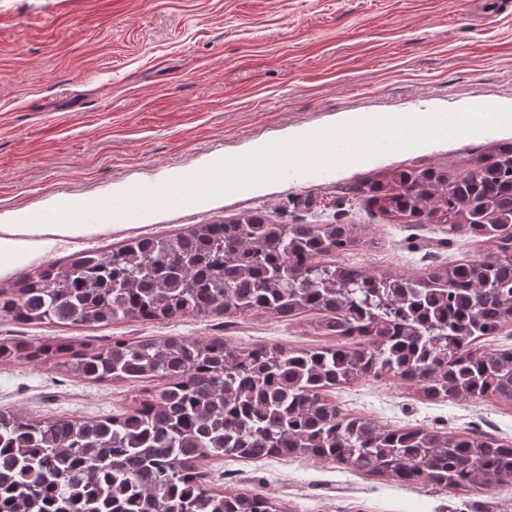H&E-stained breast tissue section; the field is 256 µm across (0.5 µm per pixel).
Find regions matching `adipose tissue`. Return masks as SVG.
<instances>
[{"instance_id": "obj_1", "label": "adipose tissue", "mask_w": 512, "mask_h": 512, "mask_svg": "<svg viewBox=\"0 0 512 512\" xmlns=\"http://www.w3.org/2000/svg\"><path fill=\"white\" fill-rule=\"evenodd\" d=\"M129 188L118 186L99 202L98 220L88 218L90 201L84 196H64L40 211H20L12 223L0 224V272L11 269L25 251L38 245L42 236L84 237L105 232V220L119 221L116 201L126 198Z\"/></svg>"}]
</instances>
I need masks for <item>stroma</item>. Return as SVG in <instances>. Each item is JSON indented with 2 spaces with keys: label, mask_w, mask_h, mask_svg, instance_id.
Returning <instances> with one entry per match:
<instances>
[{
  "label": "stroma",
  "mask_w": 512,
  "mask_h": 512,
  "mask_svg": "<svg viewBox=\"0 0 512 512\" xmlns=\"http://www.w3.org/2000/svg\"><path fill=\"white\" fill-rule=\"evenodd\" d=\"M512 103V0H0V224L52 198L100 199L113 186L161 181L209 157L240 159L288 129L341 112H444ZM460 135L419 152L381 149L367 165L285 179L264 193H229L151 221L58 238L0 275V288L71 254L131 237L173 235L253 210L276 224H350L342 258L368 274L415 277L491 255L484 238L410 224L350 194L396 169L465 168L502 142ZM223 337L245 348L336 345L317 314L178 317L114 326L22 325L0 318V340L105 347ZM58 355L0 362V410L91 418L138 406L141 384L76 378ZM343 413L396 427L483 433L512 443V404L426 399L417 383L362 378L328 391ZM207 486L260 494L286 512H512V482L464 490L407 485L310 457L205 460Z\"/></svg>",
  "instance_id": "obj_1"
}]
</instances>
